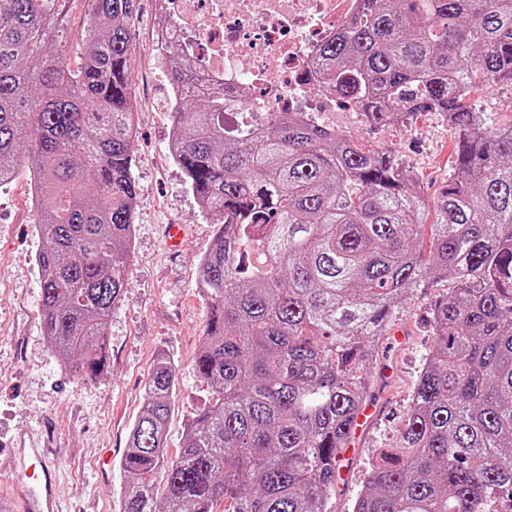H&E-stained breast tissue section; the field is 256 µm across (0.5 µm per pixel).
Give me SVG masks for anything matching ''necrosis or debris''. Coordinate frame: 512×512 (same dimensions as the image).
Returning a JSON list of instances; mask_svg holds the SVG:
<instances>
[{
  "label": "necrosis or debris",
  "instance_id": "obj_1",
  "mask_svg": "<svg viewBox=\"0 0 512 512\" xmlns=\"http://www.w3.org/2000/svg\"><path fill=\"white\" fill-rule=\"evenodd\" d=\"M361 0H157L168 22L157 49L180 46L199 58L200 86L222 87L227 131L258 127L266 112H333L331 91L310 95L303 75L322 46L359 10Z\"/></svg>",
  "mask_w": 512,
  "mask_h": 512
}]
</instances>
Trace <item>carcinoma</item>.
I'll use <instances>...</instances> for the list:
<instances>
[{"mask_svg": "<svg viewBox=\"0 0 512 512\" xmlns=\"http://www.w3.org/2000/svg\"><path fill=\"white\" fill-rule=\"evenodd\" d=\"M87 2L73 70L49 28L60 0H0V186L28 164L44 333L64 368L93 379L128 288L138 0ZM320 59L309 80L371 123L447 120L455 171L435 219L390 151L302 112L224 136L229 93H195L197 63L178 56L172 157L220 224L199 282L210 400L167 459L175 369L157 359L120 460L132 479L120 512H326L377 343L431 275L459 287L434 306L405 420L354 512H512V123L471 102L512 85V0H362Z\"/></svg>", "mask_w": 512, "mask_h": 512, "instance_id": "1", "label": "carcinoma"}]
</instances>
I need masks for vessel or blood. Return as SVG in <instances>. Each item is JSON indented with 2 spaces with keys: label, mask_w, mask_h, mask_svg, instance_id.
<instances>
[{
  "label": "vessel or blood",
  "mask_w": 512,
  "mask_h": 512,
  "mask_svg": "<svg viewBox=\"0 0 512 512\" xmlns=\"http://www.w3.org/2000/svg\"><path fill=\"white\" fill-rule=\"evenodd\" d=\"M12 453L20 472L22 512H59L53 469L40 448L26 442L17 443Z\"/></svg>",
  "instance_id": "b4317fda"
}]
</instances>
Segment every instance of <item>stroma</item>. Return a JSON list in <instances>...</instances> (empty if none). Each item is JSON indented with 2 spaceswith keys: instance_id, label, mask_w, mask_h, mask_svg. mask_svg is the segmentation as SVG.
Masks as SVG:
<instances>
[{
  "instance_id": "obj_1",
  "label": "stroma",
  "mask_w": 512,
  "mask_h": 512,
  "mask_svg": "<svg viewBox=\"0 0 512 512\" xmlns=\"http://www.w3.org/2000/svg\"><path fill=\"white\" fill-rule=\"evenodd\" d=\"M89 26L86 0H67L61 24L52 28L67 46L70 67L80 64ZM154 0H139L131 39L130 80L139 99L133 175L137 185L129 287L107 327L110 366L98 379L62 368L43 333L39 243L30 201L28 168L0 187V496L10 497V448L19 431L39 434L57 466L62 512H119L129 477L119 466L129 428L143 407L144 386L158 356L176 368V395L168 422V446L179 447L189 419L208 405L209 390L196 374L206 320L199 295V260L217 229L199 206L166 148L172 128L165 106L172 55L153 49ZM322 123L367 147L385 148L417 182L426 200L454 168V135L434 112L404 125L380 127L356 112H330ZM185 224L176 251L166 249L162 227ZM455 279L427 280L393 316L400 342L381 339L369 394L377 420L357 438V452L342 460L327 512H353L376 451L401 425L432 342L434 304Z\"/></svg>"
}]
</instances>
